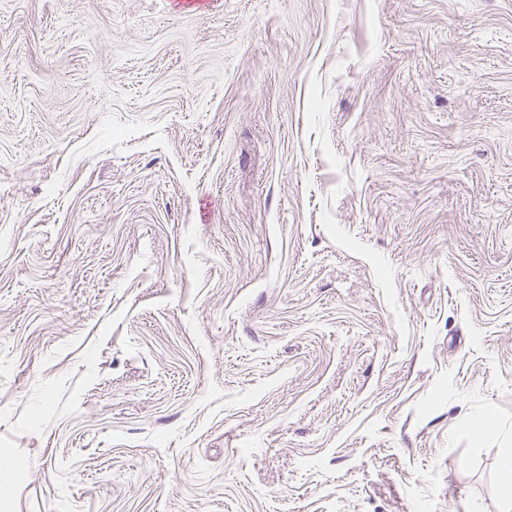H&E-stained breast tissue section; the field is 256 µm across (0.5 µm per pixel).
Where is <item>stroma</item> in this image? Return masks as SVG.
<instances>
[{"label": "stroma", "instance_id": "obj_1", "mask_svg": "<svg viewBox=\"0 0 512 512\" xmlns=\"http://www.w3.org/2000/svg\"><path fill=\"white\" fill-rule=\"evenodd\" d=\"M506 435L512 0H0V512H501Z\"/></svg>", "mask_w": 512, "mask_h": 512}]
</instances>
